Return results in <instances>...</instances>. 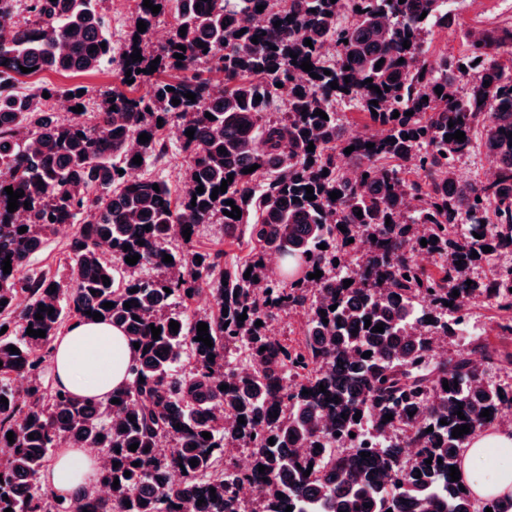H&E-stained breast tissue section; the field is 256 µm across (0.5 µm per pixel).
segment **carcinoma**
Wrapping results in <instances>:
<instances>
[{"instance_id": "obj_1", "label": "carcinoma", "mask_w": 512, "mask_h": 512, "mask_svg": "<svg viewBox=\"0 0 512 512\" xmlns=\"http://www.w3.org/2000/svg\"><path fill=\"white\" fill-rule=\"evenodd\" d=\"M150 2L161 10L154 14L135 0L116 53L98 0H0V24L13 22L20 9L29 15L14 22L10 39H0V76H20L22 66L35 74L88 72L110 62L123 83L131 71L128 88L146 86L135 96L104 92L90 124L81 112L61 118L45 109L59 95L72 107L86 106L78 87L0 93V173H9L0 177V266L11 261L10 273L0 269V328L7 327L0 335V398L8 401L0 403V512H285L289 505L292 512H512V498L479 500L463 481H451L449 471L461 466L472 435L512 408V389L485 381L512 355L478 340L446 358L431 355V337L460 335L462 314L479 297L505 314L498 328L512 335V267L497 266L481 278L471 274L512 248V66L500 61L512 57V28L469 33L463 54L433 59L426 36L455 20L450 0ZM166 15L172 23L154 48L151 36ZM140 20L147 23L143 33ZM307 39L312 46L304 45ZM136 48L142 60L135 62ZM307 59L319 78L300 68ZM213 69L224 74L219 89L204 77ZM369 78L382 93L365 84ZM461 78L465 89L457 94L451 88ZM334 80L337 89L330 87ZM188 92L195 100L184 97ZM279 97L285 110L275 116L270 108ZM346 101L359 104L379 132L344 137L336 105ZM318 109L328 119L314 115ZM174 122L183 132L195 130L191 139L181 136L189 190L178 201L163 181L129 178L165 155L163 127ZM479 129L484 153L500 163L499 178L461 183L457 166ZM458 130L464 142L445 140ZM143 133L150 137L145 144L139 143ZM350 146L355 150L347 155ZM137 155L140 164L132 162ZM230 174L226 192L212 199ZM7 186L24 192L12 213ZM333 191L341 196L331 199ZM228 200L241 217L223 214L232 211ZM88 212L93 220L77 223ZM215 221L224 224V235L247 232L253 242L250 257L230 270L219 251L198 253L199 262L171 247L173 226L183 231ZM74 223L66 287L28 263L59 226ZM419 224L428 226L425 246L414 235ZM23 226L27 232L18 233ZM423 248L440 257L437 272L416 262ZM360 250L352 270L334 264ZM135 254L137 263L127 264ZM166 254L173 262H163ZM270 254L295 263L288 280L266 271ZM317 269L323 275L308 278ZM346 279L353 280L348 287ZM203 291L213 298L211 310L192 317L176 310ZM131 300L135 306L125 308ZM106 302L114 307H102ZM40 304L54 313L40 311ZM88 310L139 343L127 386L112 393L118 404L58 387L47 393L39 383L65 321L86 319ZM286 310L305 317L297 349L265 333ZM38 312L43 318H35ZM243 313L247 319L238 320ZM172 320L179 323L176 334ZM200 322L208 324L211 348L196 340ZM380 323L384 332H372ZM153 326L161 329L157 340ZM29 327L46 336L26 334ZM240 342L251 364L245 374L231 363ZM11 346L19 353L8 351ZM367 351L371 356L362 357ZM19 375L30 382L21 393L10 385ZM421 408L427 421L419 427L409 413ZM459 409L466 420L455 414ZM486 409L490 416H480ZM386 414L393 419L384 420ZM465 423L470 432L452 437ZM62 441L109 455L100 477L107 496L58 502L37 485ZM229 442L251 449L253 474L224 454ZM133 443L138 448L131 451ZM408 446L419 449L417 458L405 457ZM169 472L177 479H167ZM251 478L262 490L248 507L233 488Z\"/></svg>"}]
</instances>
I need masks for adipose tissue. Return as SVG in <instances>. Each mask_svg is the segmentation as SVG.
<instances>
[{
    "instance_id": "ef3b65f1",
    "label": "adipose tissue",
    "mask_w": 512,
    "mask_h": 512,
    "mask_svg": "<svg viewBox=\"0 0 512 512\" xmlns=\"http://www.w3.org/2000/svg\"><path fill=\"white\" fill-rule=\"evenodd\" d=\"M136 354L118 327L104 321L76 322L53 342L55 384L77 396L107 400L113 390L127 385ZM460 476L478 498L512 497V432H477L462 458ZM41 481L56 495L76 500L98 489L100 467L85 449L62 447Z\"/></svg>"
}]
</instances>
